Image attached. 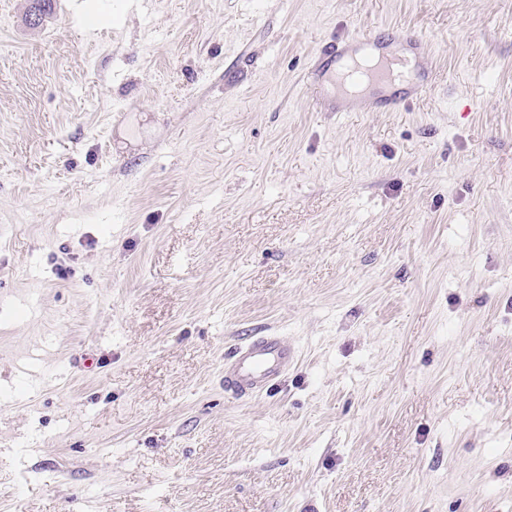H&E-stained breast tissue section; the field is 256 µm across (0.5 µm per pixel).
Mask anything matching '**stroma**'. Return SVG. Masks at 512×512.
I'll return each instance as SVG.
<instances>
[{"label": "stroma", "mask_w": 512, "mask_h": 512, "mask_svg": "<svg viewBox=\"0 0 512 512\" xmlns=\"http://www.w3.org/2000/svg\"><path fill=\"white\" fill-rule=\"evenodd\" d=\"M0 9V512H512V0ZM435 82L317 112L320 43ZM273 331L271 391L224 358ZM281 336H258L237 346L224 363V388L238 397L268 392L294 359Z\"/></svg>", "instance_id": "1"}]
</instances>
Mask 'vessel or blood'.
Here are the masks:
<instances>
[{
  "label": "vessel or blood",
  "instance_id": "obj_1",
  "mask_svg": "<svg viewBox=\"0 0 512 512\" xmlns=\"http://www.w3.org/2000/svg\"><path fill=\"white\" fill-rule=\"evenodd\" d=\"M404 53L390 50L379 33L357 31L324 44L308 80L321 87L323 112H395L419 98L431 83L430 70L409 76L406 66L424 53L423 39L403 36ZM295 352L279 336H258L237 346L224 364V387L239 397L269 391Z\"/></svg>",
  "mask_w": 512,
  "mask_h": 512
}]
</instances>
